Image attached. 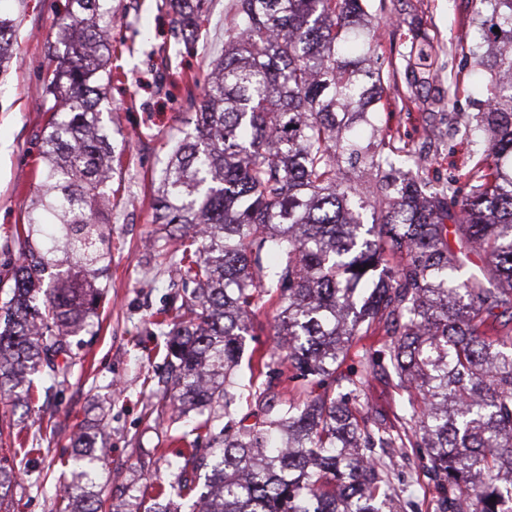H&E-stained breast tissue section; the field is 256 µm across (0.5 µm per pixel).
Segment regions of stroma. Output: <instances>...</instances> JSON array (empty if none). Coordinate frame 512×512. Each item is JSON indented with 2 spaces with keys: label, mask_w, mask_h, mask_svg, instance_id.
<instances>
[{
  "label": "stroma",
  "mask_w": 512,
  "mask_h": 512,
  "mask_svg": "<svg viewBox=\"0 0 512 512\" xmlns=\"http://www.w3.org/2000/svg\"><path fill=\"white\" fill-rule=\"evenodd\" d=\"M65 0H0V13L15 18V58L0 73V279L9 280L17 252L16 225L39 186L40 149L46 98L44 77L53 63L47 43ZM125 13L114 31L122 39L112 63L123 73L109 90L104 119L122 151V178L114 183L112 247L106 300L90 333L72 346V366L52 396L35 386L31 402L14 407L0 401V460L17 478L0 487V512H62L64 483L70 479L74 432L84 422L101 420L95 440L105 449L98 484L126 512H145L159 493L177 482L179 469L167 460L179 446L180 421L153 418L161 406L165 360L156 325L160 311L176 316L177 301L168 282L171 264L155 258L153 239L166 236L153 223L155 182L174 141L191 134V102L199 97L208 63L224 50V8L214 0L208 45L187 51L173 30L163 0H122ZM374 38L382 56L410 44L416 25L437 33L444 54L454 55L455 70L435 72L421 88L422 99L403 105V74L387 83V100L376 125L390 148L412 152L424 178L434 183L464 180L475 148L464 135L472 125L485 73L472 72L464 54L477 29L475 0H370ZM457 82L449 112L425 104L435 89ZM277 296L262 295L254 306L253 329L235 381L246 384L251 371L273 345ZM383 332L356 337L339 368L346 377L365 380L367 404L361 415L368 428L410 435L407 394L394 372L370 371L368 363L385 347ZM423 449L396 451L388 494L393 512H436L440 496L428 472Z\"/></svg>",
  "instance_id": "1"
}]
</instances>
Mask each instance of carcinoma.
I'll use <instances>...</instances> for the list:
<instances>
[{
    "mask_svg": "<svg viewBox=\"0 0 512 512\" xmlns=\"http://www.w3.org/2000/svg\"><path fill=\"white\" fill-rule=\"evenodd\" d=\"M476 2L469 58L495 78L469 129L478 159L463 188L434 187L385 151L367 0L229 3L224 54L210 63L194 137L169 150L154 215L183 231L175 252L154 247L179 272L184 309L158 322L170 406L180 417L207 413L178 452L184 466L210 471L196 512H386L387 460L403 444L361 425L363 382L338 374L352 339L372 330L387 337L376 365L408 394L411 444L428 449L438 512H512V0ZM165 4L199 41L209 0ZM119 10L68 0L48 47L41 190L16 229L0 303V400L28 399L35 375L52 392L70 368L69 338L89 332L104 297L116 168L102 112ZM15 32L0 16L2 73ZM433 48L427 35L412 43L405 68L428 65ZM361 167L374 182L348 177ZM269 292L281 303L272 356L324 392L295 404L258 385L261 422L201 448L199 430L231 417L250 307ZM76 439L66 512H102L105 451L89 450L86 430Z\"/></svg>",
    "mask_w": 512,
    "mask_h": 512,
    "instance_id": "carcinoma-1",
    "label": "carcinoma"
}]
</instances>
